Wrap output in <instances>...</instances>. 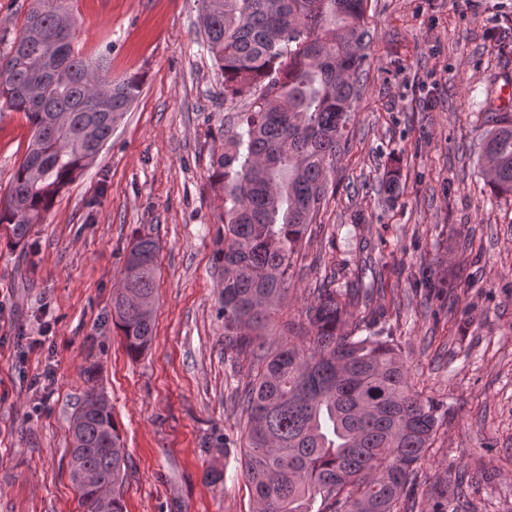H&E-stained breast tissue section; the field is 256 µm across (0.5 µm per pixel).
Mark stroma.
Here are the masks:
<instances>
[{"instance_id": "1", "label": "stroma", "mask_w": 512, "mask_h": 512, "mask_svg": "<svg viewBox=\"0 0 512 512\" xmlns=\"http://www.w3.org/2000/svg\"><path fill=\"white\" fill-rule=\"evenodd\" d=\"M73 47L140 73L139 97L99 157L55 200L25 249L0 231V512H83L69 478L70 420L102 392L129 455L124 512H255L230 396L252 379L224 345L211 158L224 149V79L198 0H68ZM373 38L318 227L267 341L297 340L321 285L367 255L386 335L411 384L440 405L421 460L419 512L462 478L459 512H512V194L473 156L490 87L512 83V0H368ZM32 136L0 108V193ZM399 196L386 201L383 177ZM159 246L152 344L131 357L112 299L132 240ZM227 438L225 454L207 446ZM224 481L205 482L208 468Z\"/></svg>"}]
</instances>
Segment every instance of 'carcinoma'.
<instances>
[{"label":"carcinoma","instance_id":"obj_1","mask_svg":"<svg viewBox=\"0 0 512 512\" xmlns=\"http://www.w3.org/2000/svg\"><path fill=\"white\" fill-rule=\"evenodd\" d=\"M67 0H33L0 59V102L33 127L27 155L0 197V227L26 244L57 195L99 155L142 77L108 78L107 58L72 45ZM203 36L224 96H246L227 114L224 152L211 160L224 196L217 239L224 341L256 366L239 396L241 452L258 512H400L439 428L438 405L411 385L401 351L374 329H347L349 307L368 306L375 284L321 288L302 345L257 334L288 291L290 271L316 223L328 172L349 124L366 59L364 0H200ZM66 52L56 55L55 45ZM489 88L491 124L478 150L481 174L512 193V114ZM158 247L140 236L113 298L115 326L137 358L151 345ZM69 476L84 512H124L118 488L128 460L109 401L86 393L71 421ZM455 491L440 480L426 512H449Z\"/></svg>","mask_w":512,"mask_h":512}]
</instances>
